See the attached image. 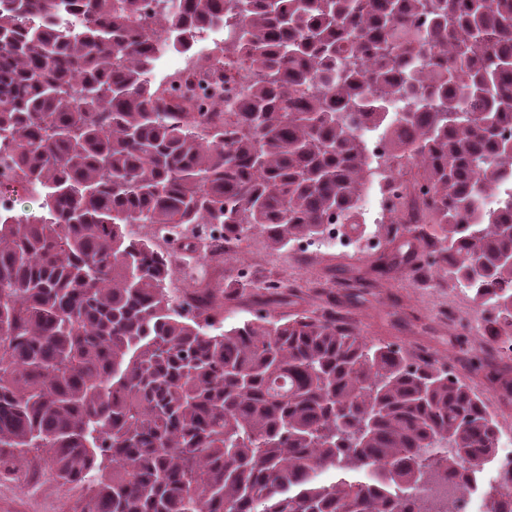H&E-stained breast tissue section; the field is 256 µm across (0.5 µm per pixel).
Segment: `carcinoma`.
<instances>
[{
	"instance_id": "cac0c4a2",
	"label": "carcinoma",
	"mask_w": 512,
	"mask_h": 512,
	"mask_svg": "<svg viewBox=\"0 0 512 512\" xmlns=\"http://www.w3.org/2000/svg\"><path fill=\"white\" fill-rule=\"evenodd\" d=\"M0 0V134L29 217L0 214V465L47 455L82 512H433L413 493L484 462L499 426L434 363L324 315L211 335L181 311V252L131 224L258 230L278 250L353 219L364 133L418 169L412 259L457 287L512 286V0ZM77 23L65 31L58 21ZM237 18L246 93L230 132L163 112L174 45ZM288 302V289L255 295ZM324 467L366 481L317 480ZM485 497L512 512L505 478ZM512 200V178L499 180L497 187L491 193H488L482 201V209L493 211L502 209L509 200Z\"/></svg>"
}]
</instances>
